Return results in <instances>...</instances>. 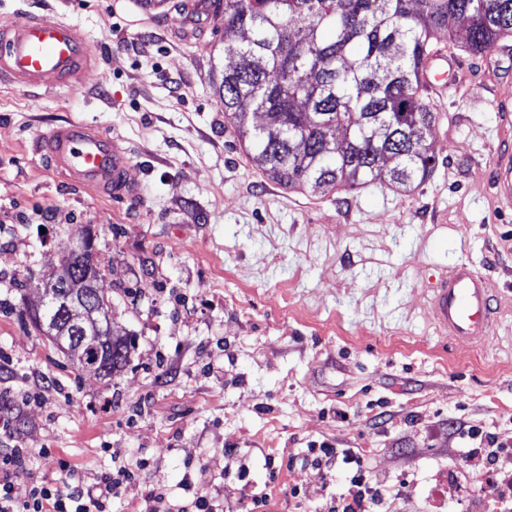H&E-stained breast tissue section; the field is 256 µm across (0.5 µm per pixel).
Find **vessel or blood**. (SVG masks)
<instances>
[{
    "label": "vessel or blood",
    "instance_id": "vessel-or-blood-1",
    "mask_svg": "<svg viewBox=\"0 0 512 512\" xmlns=\"http://www.w3.org/2000/svg\"><path fill=\"white\" fill-rule=\"evenodd\" d=\"M97 46L75 26L32 16L25 23L0 22V82L46 92H76L97 69ZM462 69L459 58L441 44L422 71L429 96L445 98ZM499 112L498 145L492 160L501 210L512 211V94L494 85L487 98ZM37 152L68 186L91 189L112 198L133 189L130 160L111 136L84 121L53 127L37 143ZM427 308L436 335L474 345L489 342L500 323L498 300L486 280L467 262L441 271L426 290Z\"/></svg>",
    "mask_w": 512,
    "mask_h": 512
}]
</instances>
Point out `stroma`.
<instances>
[{
  "mask_svg": "<svg viewBox=\"0 0 512 512\" xmlns=\"http://www.w3.org/2000/svg\"><path fill=\"white\" fill-rule=\"evenodd\" d=\"M0 14L66 20L104 60L75 93L0 84V448L29 450L19 487L94 485L150 465L108 512L238 497L224 451L256 463L257 512H314L309 442L366 449L374 475L410 481L393 512H425V487L462 469L456 428L512 444V212L491 202L498 113L464 68L429 141L438 167L405 195L380 183L319 197L269 179L224 124L221 19L186 37L184 15L137 0H0ZM86 120L132 161L131 195L69 188L35 153L55 124ZM445 221L435 224L433 213ZM130 362L78 369L25 313L85 234ZM465 261L503 299L492 341L437 336L425 290Z\"/></svg>",
  "mask_w": 512,
  "mask_h": 512,
  "instance_id": "1",
  "label": "stroma"
}]
</instances>
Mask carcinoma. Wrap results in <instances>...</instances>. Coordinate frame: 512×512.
Instances as JSON below:
<instances>
[{"instance_id":"obj_1","label":"carcinoma","mask_w":512,"mask_h":512,"mask_svg":"<svg viewBox=\"0 0 512 512\" xmlns=\"http://www.w3.org/2000/svg\"><path fill=\"white\" fill-rule=\"evenodd\" d=\"M224 32L239 36L224 49V122L269 178L326 196L386 176L411 192L438 166L426 57L442 33L450 50L494 57L512 39V0H224ZM91 275L92 252L71 254L53 287L84 288ZM55 318L95 374L129 363L130 337L96 343L63 310Z\"/></svg>"}]
</instances>
